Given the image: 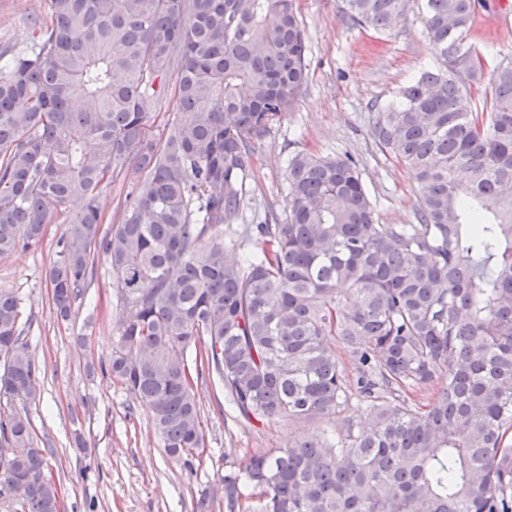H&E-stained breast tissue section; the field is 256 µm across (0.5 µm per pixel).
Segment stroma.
<instances>
[{"mask_svg":"<svg viewBox=\"0 0 512 512\" xmlns=\"http://www.w3.org/2000/svg\"><path fill=\"white\" fill-rule=\"evenodd\" d=\"M307 41L308 81L287 116L259 143L246 180L245 206L236 218L255 224L267 207L286 204L287 161L300 151L349 153L376 205L379 223L414 221L417 185L409 171L382 155L370 135V107L432 64L435 48L408 14L389 35L345 25L339 0H296ZM46 0H0V42L26 46ZM471 40L491 56L512 55V0L478 6ZM142 174L128 168L100 195L105 225L118 223L126 196ZM69 203L44 226L38 249L0 256V289L21 302V322L43 377L25 411L46 447V475L59 488L64 512H197L208 499L224 512L225 470L244 466L254 451L287 447L341 429L346 409L299 423H241L215 377L195 381L202 447L169 455L148 410L107 372L122 309L106 262H98L68 319L55 313L49 269L67 224L80 211Z\"/></svg>","mask_w":512,"mask_h":512,"instance_id":"1","label":"stroma"}]
</instances>
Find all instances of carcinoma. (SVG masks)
Instances as JSON below:
<instances>
[{
    "label": "carcinoma",
    "mask_w": 512,
    "mask_h": 512,
    "mask_svg": "<svg viewBox=\"0 0 512 512\" xmlns=\"http://www.w3.org/2000/svg\"><path fill=\"white\" fill-rule=\"evenodd\" d=\"M477 2L342 0L343 22L383 34L418 5L438 50L372 106L374 143L417 183L415 223L378 222L354 159L299 152L284 212L228 245L210 232L243 208L257 142L307 83L296 0H47L27 47L0 42V256L83 201L49 271L56 314L103 256L128 310L108 372L167 452L203 446L191 347L249 422L328 417L354 393L369 415L226 471L225 512H512V60L470 41ZM132 165L146 177L104 232L101 191ZM20 314L0 290V441L18 449L0 500L59 512L15 406L41 378ZM177 110V102L173 95H164L160 102V112L149 123V133L153 138L160 140L166 134L168 121L174 118Z\"/></svg>",
    "instance_id": "carcinoma-1"
}]
</instances>
